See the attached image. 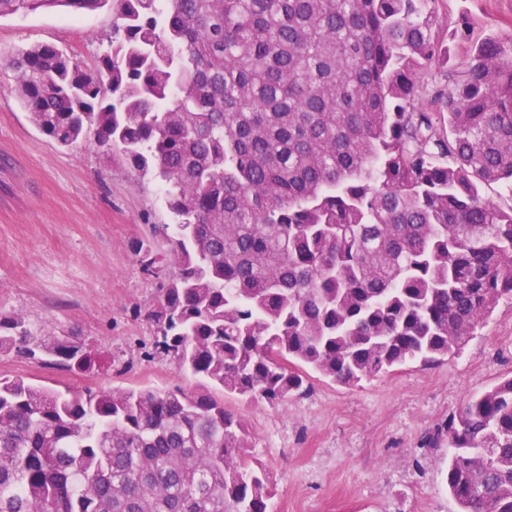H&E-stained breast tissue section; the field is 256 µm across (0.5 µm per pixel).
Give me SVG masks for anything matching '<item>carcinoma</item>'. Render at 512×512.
Segmentation results:
<instances>
[{
	"mask_svg": "<svg viewBox=\"0 0 512 512\" xmlns=\"http://www.w3.org/2000/svg\"><path fill=\"white\" fill-rule=\"evenodd\" d=\"M443 0H0V17L112 4L91 74L10 54L21 105L157 179L173 224L151 355L201 381L66 391L0 377V512H271L221 391L278 403L460 352L512 298V37L448 30ZM469 44L458 57L452 44ZM103 368L78 336L0 318V352ZM458 512H512V377L448 418Z\"/></svg>",
	"mask_w": 512,
	"mask_h": 512,
	"instance_id": "carcinoma-1",
	"label": "carcinoma"
}]
</instances>
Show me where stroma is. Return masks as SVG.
<instances>
[{
  "label": "stroma",
  "instance_id": "1",
  "mask_svg": "<svg viewBox=\"0 0 512 512\" xmlns=\"http://www.w3.org/2000/svg\"><path fill=\"white\" fill-rule=\"evenodd\" d=\"M449 24L512 37V0H443ZM104 8H45L0 18V317L92 341L109 367L73 373L0 353V375L74 389H200L166 357H149L145 314L158 296L135 251L167 224L157 182L112 151L59 146L17 98L8 55L52 44L94 68L114 36ZM512 376V299L469 344L433 364L413 360L347 387L314 377L303 394L269 405L228 394L248 427L245 454L263 468L273 512H456L446 489L448 443L437 438L470 398Z\"/></svg>",
  "mask_w": 512,
  "mask_h": 512
}]
</instances>
